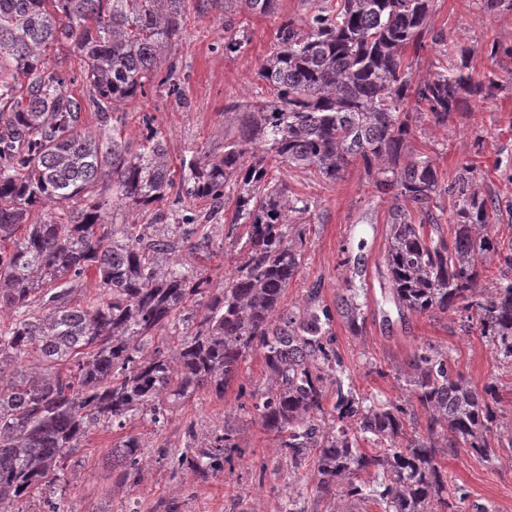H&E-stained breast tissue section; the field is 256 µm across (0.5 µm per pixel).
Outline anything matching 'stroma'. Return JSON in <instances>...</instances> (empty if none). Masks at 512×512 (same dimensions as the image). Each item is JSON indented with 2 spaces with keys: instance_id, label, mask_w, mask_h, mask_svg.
Masks as SVG:
<instances>
[{
  "instance_id": "stroma-1",
  "label": "stroma",
  "mask_w": 512,
  "mask_h": 512,
  "mask_svg": "<svg viewBox=\"0 0 512 512\" xmlns=\"http://www.w3.org/2000/svg\"><path fill=\"white\" fill-rule=\"evenodd\" d=\"M247 26L248 43L238 52L224 49L239 26ZM277 17L244 18L234 9L214 6L212 0H186L183 34L176 54L175 75L180 97L164 90H148L131 102L116 128L131 147L141 141L140 116L156 117L173 165L202 153L221 154L225 141L237 138L239 125L231 106L246 97L268 98L257 77L264 57L275 42ZM438 44L407 50L413 78H433L455 63L460 47H468L469 71L475 79L491 75L489 95L473 99L467 111L451 115L447 124L430 114L414 116L412 153L428 156L442 182L453 181L463 166H471V189L494 200L489 233L501 244L512 243V58L491 56L492 45H512V8L490 11L484 0H435L428 20ZM289 190L313 203L310 212L292 216L308 240L298 276L282 299L283 308L302 306L309 291L335 306L336 297L350 287L362 306V323L351 331L343 317H335L334 346L344 363L345 381L358 393L379 401L406 399L407 366L418 349L449 355L451 365L475 386L497 383L503 423L512 426V366L499 361L487 339L468 329L457 314L419 315L398 311L385 279L391 196L376 193L361 161H352L340 180H325L316 170H284ZM235 194L227 192L222 220L201 250L181 248L184 267L208 277L212 288L239 260L235 240L243 226L231 225ZM265 374L260 355L243 363L238 386L224 397L202 391L168 412L164 422L139 418L124 428L97 427L82 441L53 486L20 499L16 512H42L53 498L62 512H278L293 501L296 512H326L328 503L315 493L309 468H275V444L254 419L241 410L239 387L258 388ZM232 429L241 453L213 476L174 469L172 458L185 447L210 443L224 429ZM129 434L139 435L147 463L137 480L118 483L110 469L114 446ZM449 488L468 494L462 512H512V465L493 466L465 449L439 456Z\"/></svg>"
}]
</instances>
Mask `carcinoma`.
Instances as JSON below:
<instances>
[{"mask_svg":"<svg viewBox=\"0 0 512 512\" xmlns=\"http://www.w3.org/2000/svg\"><path fill=\"white\" fill-rule=\"evenodd\" d=\"M251 15L270 16L278 0H240ZM434 0H325L305 19L284 17L258 78L273 94L236 102L240 134L224 153L182 164L192 199L179 235L118 224L109 209L150 206L174 188L168 150L155 116L133 151L118 133L81 128L82 112L113 120L150 87L180 95L170 53L183 30L185 0H0V309L14 313L0 328V512L51 485L89 432L122 428L136 417L154 423L202 390L224 395L242 363L262 355L266 382L248 397L274 435L278 462L313 469L319 497L341 494L381 512H460L467 494L448 497L438 463L466 448L489 464L512 462V429L499 424V390L480 388L450 359L425 349L409 363V398L426 418L424 431L400 400L376 403L345 386L333 347L331 308L318 292L295 309L281 308L307 251L289 223L311 201L270 176L272 164L313 168L328 181L352 160L375 171L377 192L411 201L420 222L399 207L390 214L384 257L393 303L419 315L470 312L480 336L503 363L512 361V243L483 232L488 206L469 177L443 185L429 157L409 154L413 134L405 107L448 116L486 92L460 63L423 83L412 81L405 49L425 48ZM80 57L81 77L47 65L48 52ZM81 81L84 94L69 86ZM237 190L232 224L247 227L244 258L209 297L194 335L173 350L143 353L136 340L183 316L207 295L210 279L172 255L199 236ZM455 199L451 237L432 208ZM206 206L197 208V202ZM68 205L67 220L28 223L32 209ZM22 237H16L19 230ZM13 245L11 252L1 247ZM497 259L495 285L480 291V265ZM103 298L82 305L77 288L89 269ZM337 312L356 331V296L340 295ZM335 398L327 406L328 397ZM496 435L497 446L488 442ZM378 452L366 453L361 442ZM236 447L231 430L215 444L190 448L177 467L208 476L224 469ZM144 463L136 434L112 449L118 481L136 480ZM372 478L363 481L358 475Z\"/></svg>","mask_w":512,"mask_h":512,"instance_id":"cac0c4a2","label":"carcinoma"}]
</instances>
